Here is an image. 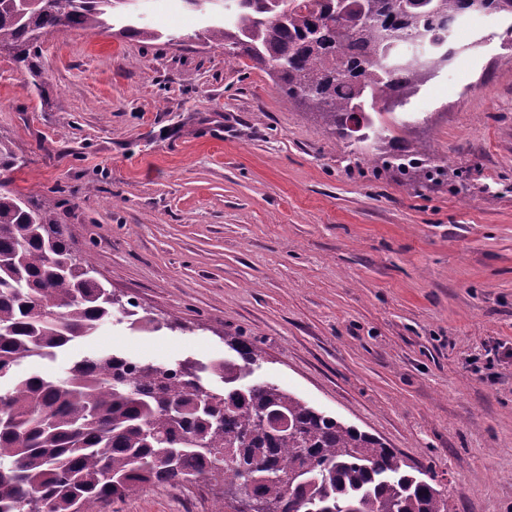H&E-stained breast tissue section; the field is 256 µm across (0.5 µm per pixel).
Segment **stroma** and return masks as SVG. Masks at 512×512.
<instances>
[{"instance_id":"stroma-1","label":"stroma","mask_w":512,"mask_h":512,"mask_svg":"<svg viewBox=\"0 0 512 512\" xmlns=\"http://www.w3.org/2000/svg\"><path fill=\"white\" fill-rule=\"evenodd\" d=\"M156 40L61 28L32 88L0 56L1 178L53 204L141 328L103 322L34 368L110 348L174 365L261 353L279 385L434 475L448 512H512V66L502 19L406 105L445 161L412 190L247 60L195 35L182 0H140ZM177 41H167V34ZM220 487L148 486L96 512H213Z\"/></svg>"}]
</instances>
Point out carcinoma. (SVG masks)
<instances>
[{
	"mask_svg": "<svg viewBox=\"0 0 512 512\" xmlns=\"http://www.w3.org/2000/svg\"><path fill=\"white\" fill-rule=\"evenodd\" d=\"M134 0H0V54L32 76L39 40L58 27L113 29L114 11ZM195 11L222 7V20L196 38L247 58L277 87L320 116L339 139L383 156L382 169L414 189L447 175L444 166L407 170L390 158L384 115L431 77L390 56L396 40L448 17L493 12L512 17V0H181ZM16 155L0 140V171ZM74 261L67 228L22 195L0 192V512H88L144 484L223 481L224 506L238 512H445L433 477L405 469L375 437L309 406L271 382L243 385L259 350L235 346L238 359L210 371L224 390L202 384L186 361L180 377L152 363L99 352L62 379L16 374L50 358L112 318L108 288ZM288 422L279 429L274 419Z\"/></svg>",
	"mask_w": 512,
	"mask_h": 512,
	"instance_id": "carcinoma-1",
	"label": "carcinoma"
}]
</instances>
